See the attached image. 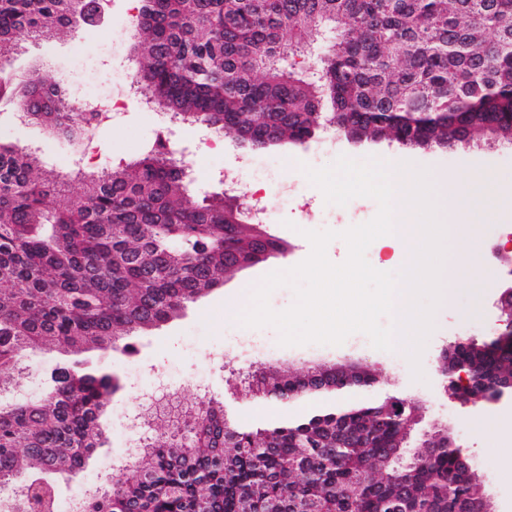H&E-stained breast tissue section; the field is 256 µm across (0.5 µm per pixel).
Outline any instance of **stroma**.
I'll use <instances>...</instances> for the list:
<instances>
[{"instance_id": "1", "label": "stroma", "mask_w": 512, "mask_h": 512, "mask_svg": "<svg viewBox=\"0 0 512 512\" xmlns=\"http://www.w3.org/2000/svg\"><path fill=\"white\" fill-rule=\"evenodd\" d=\"M132 16L130 0H106L94 28L52 47L24 39L22 52L7 68L21 72L40 65L62 88L83 86L93 93L99 109L113 110V100L124 98V76L137 68L129 53ZM124 100V107L113 111L111 120L93 129L90 141L76 145L46 139L41 125L18 120L17 103L2 101L0 139L38 150L44 165L58 172L78 155L101 170L131 161L158 139H168L170 148L188 150L196 163L192 194L225 193L238 179L255 186L256 203L268 213L266 233L286 242L288 250L228 274L222 286L187 303L179 316L134 337L131 354H116L107 361L101 352L84 353L87 366L108 365L118 389L102 418L104 445L76 475L57 481L58 497L69 498L102 482L111 457L135 443L139 432L128 427L123 416L141 411L139 390L157 376L167 377L183 400H197L203 393L222 401L231 423L246 425L258 421L259 404L251 398L247 384L240 382V375L258 369L304 374L316 363L352 361L373 371L387 391L411 399L418 407L420 421L407 445L408 453H416L425 431L448 429L482 477L490 512H512V480L502 477L512 468V445L498 447L496 427L498 416L512 415V398L495 405L461 406L451 402L438 372L449 339L462 335L480 339L498 329L495 303L503 286L512 282V246L503 251L497 248L512 226V186L500 190L485 177L493 173L512 177V140L489 134L450 149L402 147L384 140H354L330 127L302 144L249 152L231 135H215L200 124H184L167 132L159 116L143 111L135 100ZM342 155L358 161L391 157L428 169L434 179L455 173L461 185L477 188L476 197L464 210L472 258L459 269L452 306L435 312V328L421 356L423 380L413 379L404 352L380 351L353 336L338 346H283L275 327L248 328L233 315L230 298L240 288L257 286L271 270L291 268L307 258L311 246L305 231L339 232L376 215L378 205L370 198L359 197L344 206L326 203L303 172L307 166H330Z\"/></svg>"}]
</instances>
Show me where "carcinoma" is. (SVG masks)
Returning a JSON list of instances; mask_svg holds the SVG:
<instances>
[{
    "label": "carcinoma",
    "mask_w": 512,
    "mask_h": 512,
    "mask_svg": "<svg viewBox=\"0 0 512 512\" xmlns=\"http://www.w3.org/2000/svg\"><path fill=\"white\" fill-rule=\"evenodd\" d=\"M99 0H0V62L18 37L66 41L92 26ZM133 50L140 86L161 112L226 133L242 146L304 141L324 127L361 140L451 148L512 136V0H139ZM330 28L315 63L309 48ZM69 138L94 113L40 73L0 68V101ZM64 207L59 175L36 152L0 143V368L22 374L40 347L125 353L123 340L179 315L239 263L281 252L224 195L194 197L163 143L133 163L85 175ZM477 374H512V342L465 336ZM112 374L58 366L22 401L0 398V486L22 494L0 512H54L46 475L80 471L103 444ZM257 398L284 418L229 425L205 397L144 434L146 466L101 486L86 512H480L461 450L435 432L424 461L391 456L403 444L386 415L391 395L368 370L315 381L276 371ZM309 413L288 417L296 401ZM453 492H448V486Z\"/></svg>",
    "instance_id": "cac0c4a2"
}]
</instances>
